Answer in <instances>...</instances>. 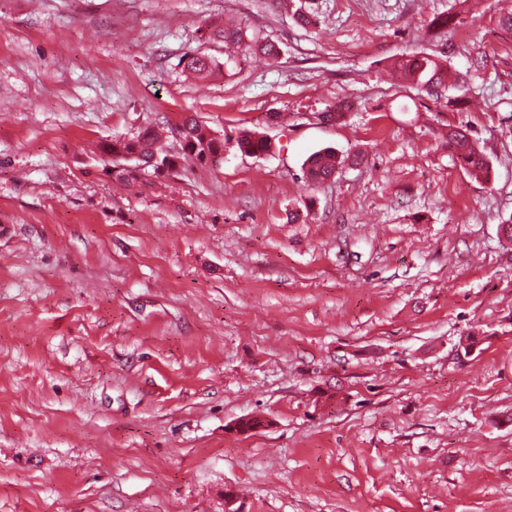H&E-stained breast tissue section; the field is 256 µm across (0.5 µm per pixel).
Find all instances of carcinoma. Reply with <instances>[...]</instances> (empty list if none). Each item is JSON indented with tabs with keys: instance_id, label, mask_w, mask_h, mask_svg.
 <instances>
[{
	"instance_id": "cac0c4a2",
	"label": "carcinoma",
	"mask_w": 512,
	"mask_h": 512,
	"mask_svg": "<svg viewBox=\"0 0 512 512\" xmlns=\"http://www.w3.org/2000/svg\"><path fill=\"white\" fill-rule=\"evenodd\" d=\"M246 32L234 22L214 28L209 38L224 44L227 50L242 46L257 50L275 58L279 48L268 41L246 44ZM179 65L193 75H209L218 67L217 61L208 55L185 54ZM401 78L412 88H421L425 93L442 97L446 95L453 74L448 61L439 59L424 51H413L396 63ZM181 149L169 153L166 144L161 142L154 127L146 126L128 136H114L99 144V162L113 167L117 178L130 180L136 173L150 168L157 174L176 169L182 162L191 160L198 163L209 162V157L224 152V138L209 127L187 117L180 124ZM453 146L457 157L468 169L489 174L490 164L482 152L475 147L471 127L467 123L450 125L442 132ZM239 150L250 156H261L269 152L270 143L255 132L243 131L237 137ZM339 165L335 151L326 148L312 153L305 161L304 176L312 185L321 184L334 176Z\"/></svg>"
}]
</instances>
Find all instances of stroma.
Wrapping results in <instances>:
<instances>
[{"instance_id":"1","label":"stroma","mask_w":512,"mask_h":512,"mask_svg":"<svg viewBox=\"0 0 512 512\" xmlns=\"http://www.w3.org/2000/svg\"><path fill=\"white\" fill-rule=\"evenodd\" d=\"M501 6L0 0V512H224L229 490L242 512H512ZM220 17L279 58L226 54ZM416 49L459 71L462 106L400 79ZM188 52L220 71L183 72ZM188 115L220 163L122 181L93 159ZM461 122L486 178L441 135ZM326 147L346 162L309 185ZM251 416L269 427L231 431ZM239 150L249 156H261L269 152L270 143L255 132L243 131L237 137Z\"/></svg>"}]
</instances>
